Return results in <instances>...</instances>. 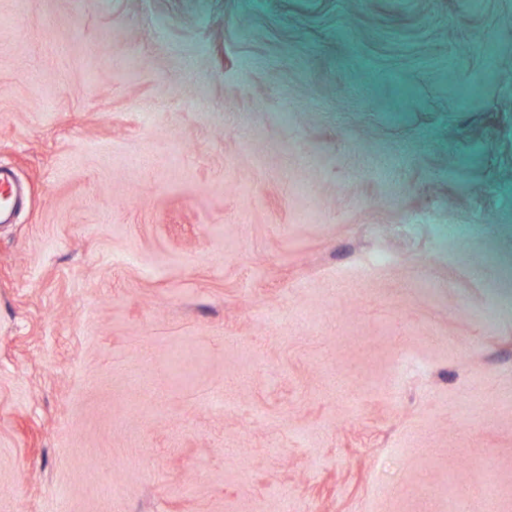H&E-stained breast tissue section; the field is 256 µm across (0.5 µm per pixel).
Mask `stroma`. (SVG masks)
Wrapping results in <instances>:
<instances>
[{
    "mask_svg": "<svg viewBox=\"0 0 512 512\" xmlns=\"http://www.w3.org/2000/svg\"><path fill=\"white\" fill-rule=\"evenodd\" d=\"M507 67L512 0H0V512H512Z\"/></svg>",
    "mask_w": 512,
    "mask_h": 512,
    "instance_id": "obj_1",
    "label": "stroma"
}]
</instances>
